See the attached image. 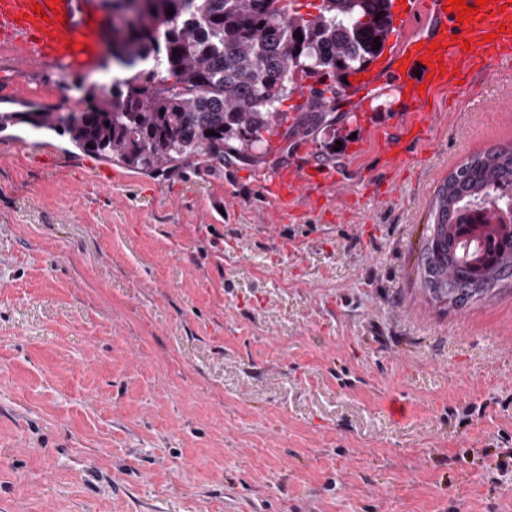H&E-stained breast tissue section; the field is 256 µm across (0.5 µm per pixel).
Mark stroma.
Masks as SVG:
<instances>
[{
    "instance_id": "35a3bbf8",
    "label": "stroma",
    "mask_w": 512,
    "mask_h": 512,
    "mask_svg": "<svg viewBox=\"0 0 512 512\" xmlns=\"http://www.w3.org/2000/svg\"><path fill=\"white\" fill-rule=\"evenodd\" d=\"M80 79L0 65V113ZM372 108L219 176L0 127V512H512V289L442 310L416 268L442 181L512 143V70L440 96L394 178ZM302 145L326 210L261 180Z\"/></svg>"
}]
</instances>
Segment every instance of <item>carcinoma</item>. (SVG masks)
<instances>
[{
    "instance_id": "carcinoma-1",
    "label": "carcinoma",
    "mask_w": 512,
    "mask_h": 512,
    "mask_svg": "<svg viewBox=\"0 0 512 512\" xmlns=\"http://www.w3.org/2000/svg\"><path fill=\"white\" fill-rule=\"evenodd\" d=\"M112 60L123 69L108 88L85 80L80 112H28L35 130H62L99 159L167 175L183 161L263 162L269 138L332 125L344 80L369 66L394 31L393 0H110ZM174 14L168 15L167 9ZM301 37H295L296 33ZM314 84L294 86L295 76ZM307 90L297 116L283 109ZM512 207V144L477 153L452 171L431 203L417 263L430 301L462 311L512 287V235L490 236L486 264L459 239L481 223L475 206Z\"/></svg>"
}]
</instances>
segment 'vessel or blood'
I'll list each match as a JSON object with an SVG mask.
<instances>
[{
    "label": "vessel or blood",
    "mask_w": 512,
    "mask_h": 512,
    "mask_svg": "<svg viewBox=\"0 0 512 512\" xmlns=\"http://www.w3.org/2000/svg\"><path fill=\"white\" fill-rule=\"evenodd\" d=\"M463 23L446 8L447 0H405L398 20L417 25L413 36L400 41L364 78L342 90L348 110L371 109L374 90H382L390 108L405 119L396 140L386 141L383 156L389 172L403 162L408 127L426 130L438 96L469 92L476 72H490L512 60V0H489ZM44 6L36 15L35 6ZM65 22H57V15ZM105 25L96 0H0V47L27 65L46 66L61 72L94 69L103 51ZM280 199L305 195L315 185L310 166L292 162L271 180Z\"/></svg>",
    "instance_id": "vessel-or-blood-1"
}]
</instances>
